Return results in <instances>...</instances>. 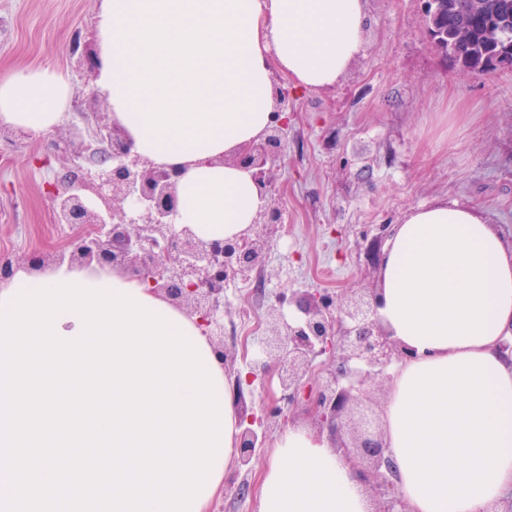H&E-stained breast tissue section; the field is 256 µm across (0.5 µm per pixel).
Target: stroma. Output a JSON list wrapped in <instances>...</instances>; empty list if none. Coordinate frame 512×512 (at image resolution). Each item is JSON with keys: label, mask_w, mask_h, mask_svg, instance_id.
Returning <instances> with one entry per match:
<instances>
[{"label": "stroma", "mask_w": 512, "mask_h": 512, "mask_svg": "<svg viewBox=\"0 0 512 512\" xmlns=\"http://www.w3.org/2000/svg\"><path fill=\"white\" fill-rule=\"evenodd\" d=\"M100 0H0V73L53 64L75 95L53 137L0 143V254L25 262L70 235L55 223L46 185L64 163L52 139L79 115L108 111L95 74L70 55L75 32L93 37ZM288 135L272 162V203L285 226L265 264L224 285L221 334L227 377L262 362L247 315L267 322L276 293L366 292L383 254L369 244L383 224L419 206L451 200L482 211L512 243V73L463 75L436 50L423 0H366L365 46L340 81L290 91ZM259 469L236 467L216 505L257 512ZM246 495H237L240 486Z\"/></svg>", "instance_id": "1"}]
</instances>
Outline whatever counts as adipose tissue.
<instances>
[{
	"mask_svg": "<svg viewBox=\"0 0 512 512\" xmlns=\"http://www.w3.org/2000/svg\"><path fill=\"white\" fill-rule=\"evenodd\" d=\"M365 0H101L96 88L134 152L178 166L174 222L207 239L267 199L227 155L273 118V72L334 86L365 45ZM74 95L52 65L0 75V125L47 136ZM378 318L411 359L391 370L384 439L409 512H484L512 491V248L475 209L441 200L398 224ZM352 463L310 428L278 436L258 512H369Z\"/></svg>",
	"mask_w": 512,
	"mask_h": 512,
	"instance_id": "1",
	"label": "adipose tissue"
}]
</instances>
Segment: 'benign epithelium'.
<instances>
[{
    "mask_svg": "<svg viewBox=\"0 0 512 512\" xmlns=\"http://www.w3.org/2000/svg\"><path fill=\"white\" fill-rule=\"evenodd\" d=\"M72 56L76 63L95 69L94 56L77 36ZM274 120L261 139L241 149L231 162L251 172L265 195H271L274 159L288 131L285 103L288 90L275 91ZM92 125L74 138L54 141L53 152L70 158L75 168L51 184L49 195L55 222L73 234L54 251L34 252L28 264L41 270L70 267L119 269L146 283L150 291L171 305L189 307L200 319L213 352L224 361V342L215 341L221 329L224 283L246 278L264 264L271 235L282 227V214L266 204L253 224L232 238L203 239L173 222L178 207L180 173L155 165L132 151L125 131L108 112L84 113ZM300 316L283 317L285 297L271 305L277 319L263 337V368L279 378L280 400L292 408L306 402L309 410L336 438V448L354 463L357 476L376 501L374 512H407L398 489V476L389 448L371 408L365 404V386L390 381L388 368L409 354L383 329L377 319V293L334 296L328 292L294 295ZM336 352L333 364L315 394L303 380L311 375L316 357ZM250 371L236 379L240 408L239 461L247 465L254 449L264 446L274 426L285 423L284 409L272 404L256 416L247 404L244 388L254 381Z\"/></svg>",
    "mask_w": 512,
    "mask_h": 512,
    "instance_id": "7a95c632",
    "label": "benign epithelium"
}]
</instances>
